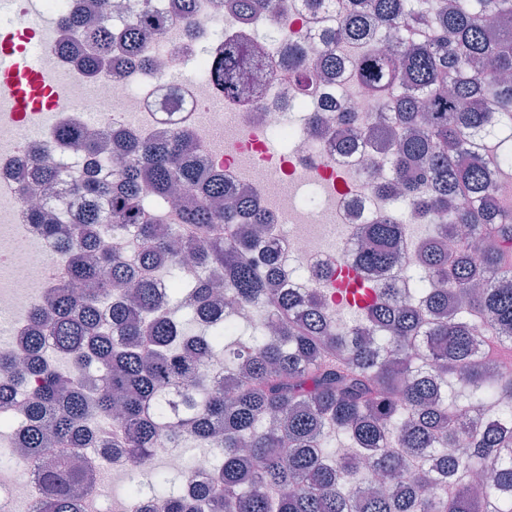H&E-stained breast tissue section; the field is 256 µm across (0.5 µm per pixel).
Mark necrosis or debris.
Masks as SVG:
<instances>
[{"instance_id": "1", "label": "necrosis or debris", "mask_w": 512, "mask_h": 512, "mask_svg": "<svg viewBox=\"0 0 512 512\" xmlns=\"http://www.w3.org/2000/svg\"><path fill=\"white\" fill-rule=\"evenodd\" d=\"M122 17L132 22L146 5H153L167 21L158 37L164 50L163 72L145 71L129 64L97 78L87 77L74 62L58 19L82 17L87 10L106 12L108 0H41L53 17L44 32L46 62L53 75L48 88L49 112H19L9 94L0 93V332H7V348L23 356V336L28 327L25 310L43 301L60 261L53 244L29 224L23 189L35 170L34 159L49 145L55 125L76 124L93 134L118 129L159 138L172 128L189 130L195 157L209 169L223 173L234 188L252 194L261 208L281 226L277 236L281 264L288 276L286 288H312L332 325H349L351 315L341 304L331 277H318L320 268L333 272L351 266L364 240L362 228L387 208V198L367 170L380 151L343 157L328 136H310L305 120L340 98L363 117L376 109L354 82L349 68L358 53L355 43L343 42V66L332 83L300 94L279 73L267 75V92L258 103L224 99L213 81L214 46L185 52L191 30L223 28L225 38L246 31L233 18L224 0H198L192 21H185L179 0H123ZM261 20L278 33L282 47L300 46L307 64H316L321 51L318 31L323 20L311 15L305 0H288L283 16L263 14ZM299 120H289V113ZM279 137L287 152L270 153L267 142ZM61 170V184L42 193L53 211H66L77 221L86 203L67 193L71 176L94 173L107 178L116 160L108 155L59 148L52 153ZM35 494L34 472L18 460L0 479V512H13L18 503Z\"/></svg>"}]
</instances>
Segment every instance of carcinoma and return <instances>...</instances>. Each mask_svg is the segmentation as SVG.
Returning a JSON list of instances; mask_svg holds the SVG:
<instances>
[{"instance_id":"1","label":"carcinoma","mask_w":512,"mask_h":512,"mask_svg":"<svg viewBox=\"0 0 512 512\" xmlns=\"http://www.w3.org/2000/svg\"><path fill=\"white\" fill-rule=\"evenodd\" d=\"M309 10L335 8L323 61L311 67L297 47L278 50L280 66L300 91L327 80L340 65L332 47L354 39L361 53L355 79L379 106L377 122L354 132L336 103L334 133L346 153L365 144L384 150L390 174L381 188L401 204L365 229L358 262L384 271L365 285L370 300L342 301L359 324L339 331L321 312L318 294L284 291L272 249L256 258L259 233L276 229L260 206L224 186V175L189 156L190 135L174 129L156 142L131 131L108 137L118 161L111 179L74 180L68 191L95 201L78 224H62L41 206L31 223L55 239L63 273L46 305L28 314L27 356L0 347V408L25 389L24 423L6 415L12 432L0 467L23 453L35 465L52 448L97 444L104 459L121 449L134 499H158L164 512H185L184 476L148 474L164 441L193 438L218 448L210 482L196 489L199 512H512V426L491 417L464 419L458 408L491 390L512 398V365L489 366V342L512 354V204L480 148L512 140V0H305ZM251 22L262 9L284 13L287 0H230ZM163 16L145 11L132 24L107 14L59 22L81 43L84 74L114 64H152L147 36ZM269 39L256 32L227 40L217 52L214 81L233 98L257 94ZM56 146L86 153L101 140L75 126L55 131ZM39 184L58 167L45 160ZM165 200L175 186L195 192L180 223L144 224L142 192ZM429 233L414 243L423 278L447 287L409 288L399 247L408 221ZM479 248H448L457 227ZM133 231L136 264L115 252L105 232ZM174 287L160 292L157 278ZM458 306L448 308V288ZM192 311L203 332L188 336L174 318ZM254 310L252 332L224 335L235 308ZM221 348L223 371L208 366ZM344 435L343 452L327 448ZM40 492L21 512H82L89 471L61 458L38 472Z\"/></svg>"}]
</instances>
